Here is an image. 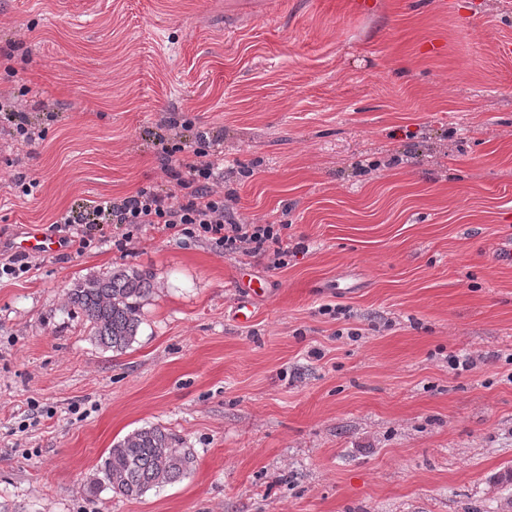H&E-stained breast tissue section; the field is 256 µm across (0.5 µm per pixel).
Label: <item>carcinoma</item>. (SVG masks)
<instances>
[{"label":"carcinoma","instance_id":"obj_1","mask_svg":"<svg viewBox=\"0 0 512 512\" xmlns=\"http://www.w3.org/2000/svg\"><path fill=\"white\" fill-rule=\"evenodd\" d=\"M153 288L149 275L117 267L106 276L78 283L68 292V304L84 317L97 345L122 351L137 336L142 308ZM193 464L191 449L179 447L166 428L143 427L109 449L88 491L108 489L114 496L138 499L186 477Z\"/></svg>","mask_w":512,"mask_h":512}]
</instances>
